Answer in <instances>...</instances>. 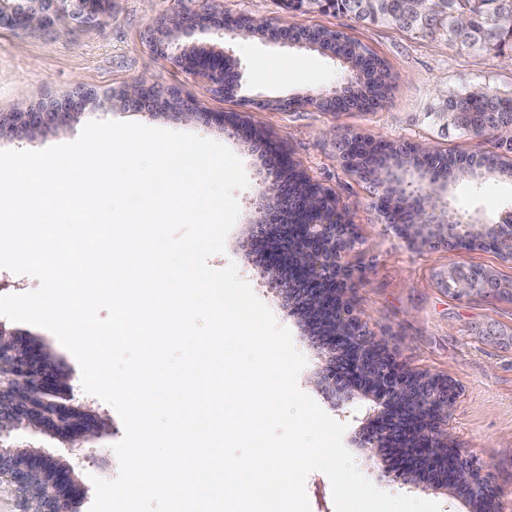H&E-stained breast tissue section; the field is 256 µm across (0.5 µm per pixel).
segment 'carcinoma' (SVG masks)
I'll return each instance as SVG.
<instances>
[{"label":"carcinoma","instance_id":"obj_1","mask_svg":"<svg viewBox=\"0 0 512 512\" xmlns=\"http://www.w3.org/2000/svg\"><path fill=\"white\" fill-rule=\"evenodd\" d=\"M406 0H338L336 13L349 15L365 25L385 24L425 35H447L461 45L484 52L499 53L512 42V0H441L428 2L425 19L412 22L406 14ZM289 39L307 48L336 58L347 76V87L336 96L319 93L269 100L264 106L281 110L287 103H308L320 112H339L351 108L371 112L383 105L392 76L387 62L361 41L347 34L321 28H300ZM448 113V122L475 138L492 137L495 150L481 154L479 162L470 163L466 156L438 149L432 153L414 144L398 146L379 137L342 134L353 163L347 170L368 184L384 186L382 206L393 224L414 223V213L404 195L395 192L385 181L389 169L412 175L423 169L430 183L443 190L456 180L492 175L512 180V95H502L487 87L478 90L440 94L427 116ZM280 177L288 181L291 204L303 198L309 178L297 166L288 164Z\"/></svg>","mask_w":512,"mask_h":512}]
</instances>
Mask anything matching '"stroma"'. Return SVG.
I'll list each match as a JSON object with an SVG mask.
<instances>
[{"instance_id": "35a3bbf8", "label": "stroma", "mask_w": 512, "mask_h": 512, "mask_svg": "<svg viewBox=\"0 0 512 512\" xmlns=\"http://www.w3.org/2000/svg\"><path fill=\"white\" fill-rule=\"evenodd\" d=\"M175 5L176 0H112L108 16L100 24L66 17L33 33L0 28V113L26 110L78 85L103 99L138 81L192 98L204 112L238 114L265 131L267 144L245 143L228 127L91 104L71 126L49 129L31 139H0V150H41L68 143L93 120L191 133L227 146L242 161L248 185L236 193L240 214L223 251L212 254L208 264L214 269L235 265L239 277L269 307L277 323L290 330L306 360L298 386L310 395L320 359L309 346L300 319L284 311L277 288L253 263L248 240L247 221L267 177L266 148L271 145L286 154L310 178L332 188L350 204L348 221L355 228L356 242L342 261L353 272L350 297L357 315L366 331L385 342L409 368L448 377L456 384L459 397L448 428L463 454L491 467L500 512H512V296L502 293L504 286H512V260L491 250L411 243L400 238L381 219L368 186L340 164L334 139L335 134L356 130L399 143L431 141L467 155L492 150V139L475 138L454 127L441 128L427 119L426 112L441 91L484 85L512 94V48L503 47L496 55L467 49L445 35L431 38L394 26L361 25L340 14L299 11L291 17L296 25L345 32L383 57L392 73L388 100L373 112L351 110L333 115L304 106L271 110L261 108V101L338 85L343 71L334 59L316 51L253 37L193 33L187 37V45L224 49L238 66L237 93L232 98L223 96L207 81L182 72L151 51V29ZM449 198L458 211L494 222L512 208V182L465 179L452 185ZM458 265L492 271L499 288L456 297L439 280ZM6 327L43 345L54 367L71 375L70 389L58 397L60 405L80 415L96 411L112 423L111 432L96 439L92 449L72 452L46 430L21 427L10 434L12 446L31 451L44 461L68 460L73 483L66 496L73 512H89L95 497L93 478L111 481L119 474L114 446L124 435L123 423L111 405L83 391L78 361L51 332L11 320ZM322 409L345 424L343 444L357 468L377 488L438 502L441 512H468L465 500L445 489L426 492L382 477L375 459L358 444V432L373 412L371 402L359 400L342 409L326 403Z\"/></svg>"}]
</instances>
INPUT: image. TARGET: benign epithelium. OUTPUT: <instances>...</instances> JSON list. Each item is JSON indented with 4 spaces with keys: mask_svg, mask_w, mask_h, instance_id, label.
Segmentation results:
<instances>
[{
    "mask_svg": "<svg viewBox=\"0 0 512 512\" xmlns=\"http://www.w3.org/2000/svg\"><path fill=\"white\" fill-rule=\"evenodd\" d=\"M26 0H0V27L36 32L50 27L59 13L83 20L102 22L110 0H37L40 8L24 5ZM228 14L223 0H210L206 11L198 13L181 6L156 23L159 36L149 43L156 53L179 65L184 56L192 58L189 73L202 76L216 90L224 92V52L212 48L198 52L196 46L177 43L179 35L193 30L214 31L233 36L226 25ZM121 106L154 116L165 96L141 82L126 85L111 95ZM94 93L76 87L47 106L26 112L0 113V139L21 134L33 135L49 126L70 124L96 102ZM184 121L201 117L224 125V113L198 111L191 104L166 110ZM287 166L283 158L270 165L268 180L259 191L248 229L258 243L255 263L273 278L276 288L291 310L307 318H328L331 328L309 336L321 354L323 364L311 383L335 406H344L360 396L374 402L378 411L362 428L360 447L381 454L383 476L404 483H425L431 487L464 493L469 512H495L497 489L489 467L463 455L448 433V417L458 391L448 378L415 371L400 363L387 347L362 327L348 297L346 282L350 270L340 263L342 252L355 243L351 225L345 220L346 206L336 194L328 200L334 214L314 210L306 224L286 223L287 210L282 202L286 192L277 173ZM392 179L409 196L419 221L394 225L398 235L412 241L457 243L473 232V226L459 224L453 216L448 223L436 224L432 218L445 211L442 196L423 180L411 181L398 173ZM304 253L292 277L286 281L274 274V268L288 257L297 242ZM456 295L468 296L488 288L473 281L463 269H457L448 283ZM67 376L52 368L43 350L9 330L0 322V485L14 496L20 512H70L64 489L70 481L71 467L65 462L46 463L28 451H18L6 443L19 427L40 428L52 425L55 435L68 447L80 429L71 414L53 402L59 385ZM454 464L450 484L426 478L448 464Z\"/></svg>",
    "mask_w": 512,
    "mask_h": 512,
    "instance_id": "1",
    "label": "benign epithelium"
}]
</instances>
